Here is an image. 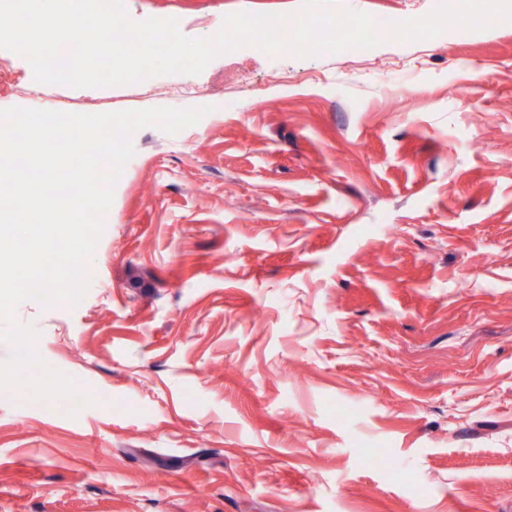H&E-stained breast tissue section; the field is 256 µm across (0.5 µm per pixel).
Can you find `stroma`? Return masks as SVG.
I'll use <instances>...</instances> for the list:
<instances>
[{
	"mask_svg": "<svg viewBox=\"0 0 512 512\" xmlns=\"http://www.w3.org/2000/svg\"><path fill=\"white\" fill-rule=\"evenodd\" d=\"M302 2L125 5L207 38ZM36 93L209 112L134 134L81 303L16 308L98 403L0 390V512H512V23L151 87L40 84L0 49V109Z\"/></svg>",
	"mask_w": 512,
	"mask_h": 512,
	"instance_id": "1",
	"label": "stroma"
}]
</instances>
